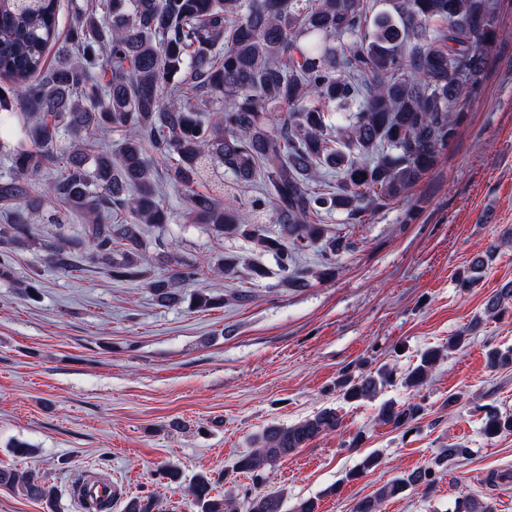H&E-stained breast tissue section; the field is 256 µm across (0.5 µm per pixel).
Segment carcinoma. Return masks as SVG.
<instances>
[{
  "label": "carcinoma",
  "mask_w": 512,
  "mask_h": 512,
  "mask_svg": "<svg viewBox=\"0 0 512 512\" xmlns=\"http://www.w3.org/2000/svg\"><path fill=\"white\" fill-rule=\"evenodd\" d=\"M58 0H0V121H20L24 141L0 143L12 174L0 178V244L45 248L46 260L79 278L99 267L117 282H142L158 303L173 306L204 269L229 280L256 283L277 275L280 288L326 280L345 237L322 219L342 213L354 222L408 199L454 139L467 106L482 88L497 39L495 0H96L73 7V22L54 66L46 53L58 41ZM345 113L333 121V113ZM120 134L115 145L100 139ZM222 167L237 184L257 192L245 209L197 190ZM52 178L41 187L42 173ZM184 194V224H202L218 240L243 239L251 251L275 260L276 270L237 253L207 263L163 252L166 272L144 268L145 230H167L171 214L159 185ZM54 243H40L25 214L48 203ZM85 221L67 233L68 221ZM490 244L459 278L476 287ZM314 251L319 263L299 264ZM512 283L484 303L498 318ZM191 303L217 308L224 297L198 288ZM469 330L448 347L423 351L401 379L412 401H385L378 420L399 429L424 406L420 390L445 352L461 350ZM493 369L512 366V347L487 352ZM396 381L383 367L342 381L344 398L374 399ZM341 417L324 408L292 425H269L232 471L255 485L263 472L318 436L337 430ZM488 438L512 433V413L485 414ZM462 444L442 448L433 466L414 469L358 500L352 512H379L406 490L428 493L436 471L464 460ZM0 486L55 508L56 491L31 472L0 469ZM186 495L197 512H238L236 501L214 493L205 473ZM247 512H283L282 489L244 493ZM154 493L126 500L124 512H157ZM453 512H493L473 496Z\"/></svg>",
  "instance_id": "obj_1"
}]
</instances>
